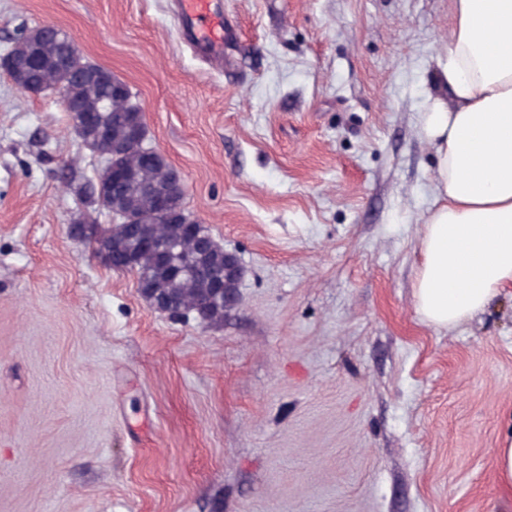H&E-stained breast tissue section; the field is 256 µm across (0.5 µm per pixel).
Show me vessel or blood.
Returning a JSON list of instances; mask_svg holds the SVG:
<instances>
[{
	"label": "vessel or blood",
	"instance_id": "vessel-or-blood-1",
	"mask_svg": "<svg viewBox=\"0 0 512 512\" xmlns=\"http://www.w3.org/2000/svg\"><path fill=\"white\" fill-rule=\"evenodd\" d=\"M182 35L216 62L224 60V14L214 0H177Z\"/></svg>",
	"mask_w": 512,
	"mask_h": 512
}]
</instances>
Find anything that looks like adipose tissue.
I'll use <instances>...</instances> for the list:
<instances>
[{
	"label": "adipose tissue",
	"mask_w": 512,
	"mask_h": 512,
	"mask_svg": "<svg viewBox=\"0 0 512 512\" xmlns=\"http://www.w3.org/2000/svg\"><path fill=\"white\" fill-rule=\"evenodd\" d=\"M451 28L419 114L435 151L414 287L422 320L454 328L512 286V0H450Z\"/></svg>",
	"instance_id": "ef3b65f1"
}]
</instances>
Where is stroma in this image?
<instances>
[{"label":"stroma","instance_id":"stroma-1","mask_svg":"<svg viewBox=\"0 0 512 512\" xmlns=\"http://www.w3.org/2000/svg\"><path fill=\"white\" fill-rule=\"evenodd\" d=\"M173 2L0 0V54L52 24L127 84L244 269L223 325L150 307L70 234L102 158L0 71V512H512V287L414 307L449 0H218L220 69ZM497 477L503 490L512 493V432L496 449Z\"/></svg>","mask_w":512,"mask_h":512}]
</instances>
